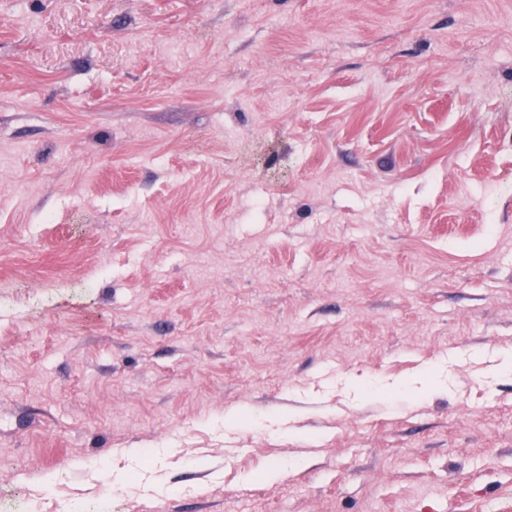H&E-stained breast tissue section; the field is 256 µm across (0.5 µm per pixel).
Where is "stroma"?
I'll use <instances>...</instances> for the list:
<instances>
[{"label":"stroma","mask_w":512,"mask_h":512,"mask_svg":"<svg viewBox=\"0 0 512 512\" xmlns=\"http://www.w3.org/2000/svg\"><path fill=\"white\" fill-rule=\"evenodd\" d=\"M58 499L512 512V0H0V512Z\"/></svg>","instance_id":"obj_1"}]
</instances>
